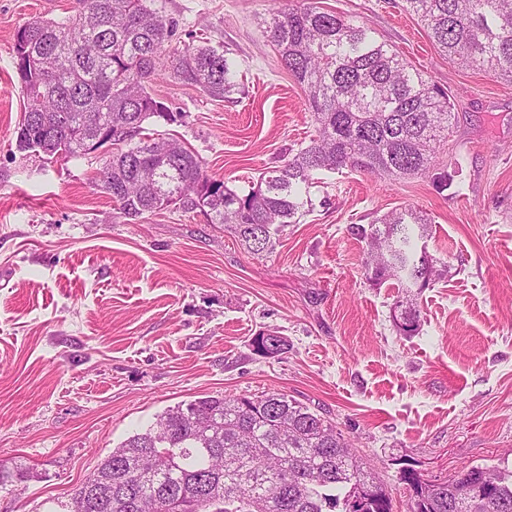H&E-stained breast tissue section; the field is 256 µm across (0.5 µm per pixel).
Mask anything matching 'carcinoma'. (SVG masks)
<instances>
[{"instance_id": "carcinoma-1", "label": "carcinoma", "mask_w": 512, "mask_h": 512, "mask_svg": "<svg viewBox=\"0 0 512 512\" xmlns=\"http://www.w3.org/2000/svg\"><path fill=\"white\" fill-rule=\"evenodd\" d=\"M158 0H79L62 18L20 26L12 45L24 94L17 149L47 159L89 155L96 124L112 118V151L98 186L130 219L179 206L200 210L260 255L273 235L313 210L310 188L321 171L366 172L390 180L431 176L452 188L456 171L439 162L455 125L449 93L366 23L271 0L265 32L281 65L304 90L317 135L281 166L239 193L208 176L183 142L154 138L145 123L173 124L151 83L165 76L214 100L237 89L226 52L206 42L172 47L177 24ZM434 45L466 70L512 81V0H405ZM369 280L430 288L441 277L425 248L428 218L397 208L368 227ZM399 333L420 328L410 296L397 300ZM266 358L284 352L276 332L252 339ZM0 463V490L28 479ZM57 512H393L372 468L336 426L279 392L206 396L180 403L112 450ZM408 512H512V473L496 475L489 496L459 499L453 479L429 480Z\"/></svg>"}]
</instances>
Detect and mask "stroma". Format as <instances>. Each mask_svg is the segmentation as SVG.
<instances>
[{"label": "stroma", "mask_w": 512, "mask_h": 512, "mask_svg": "<svg viewBox=\"0 0 512 512\" xmlns=\"http://www.w3.org/2000/svg\"><path fill=\"white\" fill-rule=\"evenodd\" d=\"M182 42L223 46L237 90L216 101L172 78L152 94L181 113L157 131L206 173L248 188L316 135L305 93L261 20L270 0H160ZM403 0H319L369 23L455 104L444 162L462 195L430 177L319 176L315 209L247 252L200 211L129 220L95 184L106 157L18 151L24 99L16 30L77 0H0V463H21L0 512H51L113 448L168 407L279 391L331 418L408 512L401 467L447 479L512 471V83L449 63ZM431 221L428 252L448 272L415 298L421 327L399 334L396 281L366 278L368 225L401 206ZM274 331L286 353H254Z\"/></svg>", "instance_id": "1"}]
</instances>
